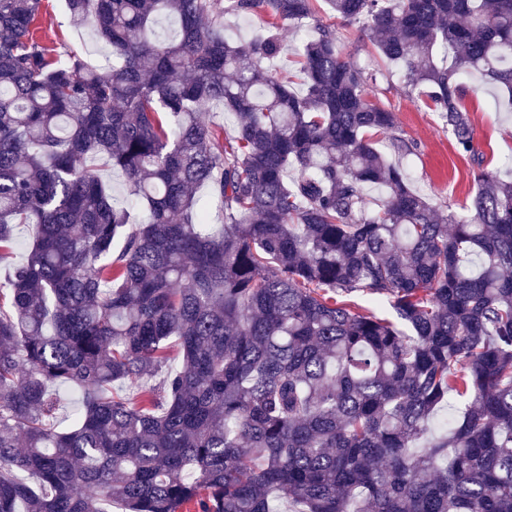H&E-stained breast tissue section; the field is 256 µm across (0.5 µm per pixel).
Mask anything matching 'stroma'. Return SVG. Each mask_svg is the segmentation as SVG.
I'll use <instances>...</instances> for the list:
<instances>
[{"instance_id": "35a3bbf8", "label": "stroma", "mask_w": 512, "mask_h": 512, "mask_svg": "<svg viewBox=\"0 0 512 512\" xmlns=\"http://www.w3.org/2000/svg\"><path fill=\"white\" fill-rule=\"evenodd\" d=\"M36 25L42 42L56 51L78 53L101 68L111 66L110 48L87 23L70 14L64 0H43ZM339 30L343 59L378 73V82L367 87L366 98L394 112L398 132L411 146L402 163L414 187L437 210L459 212L469 206L477 170L503 177L512 174V112L499 105L500 90L485 86L480 78L464 77L462 102L476 131V151L460 152L437 112L403 94L402 72L386 65L358 25L343 24Z\"/></svg>"}]
</instances>
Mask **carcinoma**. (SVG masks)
I'll use <instances>...</instances> for the list:
<instances>
[{
	"label": "carcinoma",
	"instance_id": "carcinoma-1",
	"mask_svg": "<svg viewBox=\"0 0 512 512\" xmlns=\"http://www.w3.org/2000/svg\"><path fill=\"white\" fill-rule=\"evenodd\" d=\"M315 2L67 0L103 73L0 0V512H512V178L437 212ZM327 2L475 153L462 78L512 95V0ZM284 23L313 24L301 92ZM221 21L227 38L231 41H244L262 28L268 21V17L261 13L240 16L227 14L221 18ZM295 26L283 25L282 38L283 50L277 62V66L281 69L282 75L287 76L293 82L295 88L300 87V59L296 53L297 46L302 42L295 37Z\"/></svg>",
	"mask_w": 512,
	"mask_h": 512
}]
</instances>
